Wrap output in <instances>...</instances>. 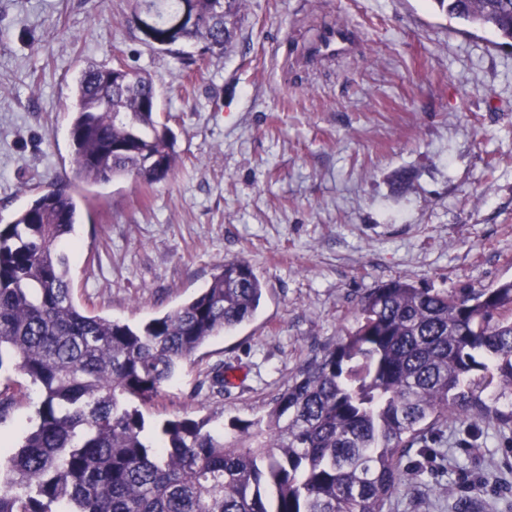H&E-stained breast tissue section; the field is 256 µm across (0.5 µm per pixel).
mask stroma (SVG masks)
Returning a JSON list of instances; mask_svg holds the SVG:
<instances>
[{"instance_id":"1","label":"stroma","mask_w":512,"mask_h":512,"mask_svg":"<svg viewBox=\"0 0 512 512\" xmlns=\"http://www.w3.org/2000/svg\"><path fill=\"white\" fill-rule=\"evenodd\" d=\"M133 0H0V226L73 167L75 79L91 63L148 74L180 162L154 185L87 186L67 255L74 299L137 324L245 258L254 317L185 362L147 422L189 411L223 427L263 415L298 370L355 327L394 279L489 288L512 279V48L429 0H247L234 47L197 67L149 48ZM361 49L296 59L321 27ZM409 188L396 192L402 173ZM234 383L211 394L212 369ZM0 419L18 444L39 392ZM384 512H512V432L452 415L411 448Z\"/></svg>"}]
</instances>
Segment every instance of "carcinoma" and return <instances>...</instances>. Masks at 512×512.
I'll return each instance as SVG.
<instances>
[{
  "label": "carcinoma",
  "instance_id": "cac0c4a2",
  "mask_svg": "<svg viewBox=\"0 0 512 512\" xmlns=\"http://www.w3.org/2000/svg\"><path fill=\"white\" fill-rule=\"evenodd\" d=\"M245 0H152L150 47L224 53ZM512 48V0H429ZM81 70L69 129L73 178L37 194L0 229V369L41 388L36 420L0 457V512H384L399 463L457 412L512 431V280L457 291L394 280L365 293L357 326L232 432L188 415L146 430L181 365L256 312L260 279L243 259L140 325L79 306L62 245L87 185H152L174 171L157 92L127 70Z\"/></svg>",
  "mask_w": 512,
  "mask_h": 512
}]
</instances>
